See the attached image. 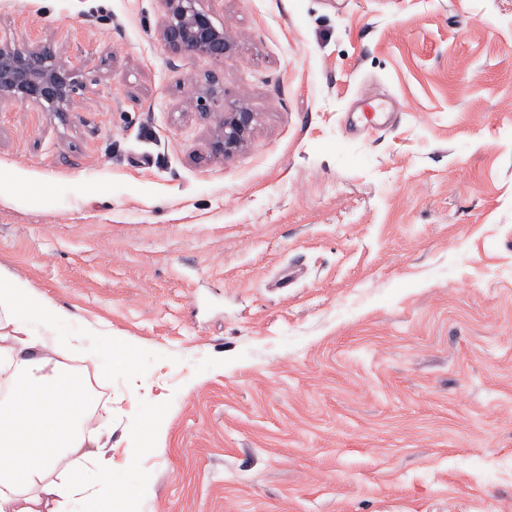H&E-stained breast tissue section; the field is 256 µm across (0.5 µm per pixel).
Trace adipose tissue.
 Instances as JSON below:
<instances>
[{
    "label": "adipose tissue",
    "mask_w": 512,
    "mask_h": 512,
    "mask_svg": "<svg viewBox=\"0 0 512 512\" xmlns=\"http://www.w3.org/2000/svg\"><path fill=\"white\" fill-rule=\"evenodd\" d=\"M0 319L9 331L0 337V374L12 387L10 399L0 405V512H44V496L55 498L58 512L83 503L86 512H99L100 488L123 482L112 465L98 459V489L73 481L59 461L66 456L89 458L96 442L90 432L95 395L77 388L76 377L55 360L37 328L87 348L108 368L132 369L137 350L125 339L113 338L107 347L89 344L76 328L71 313L28 283L0 272Z\"/></svg>",
    "instance_id": "obj_1"
}]
</instances>
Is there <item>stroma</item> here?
Segmentation results:
<instances>
[{"label": "stroma", "mask_w": 512, "mask_h": 512, "mask_svg": "<svg viewBox=\"0 0 512 512\" xmlns=\"http://www.w3.org/2000/svg\"><path fill=\"white\" fill-rule=\"evenodd\" d=\"M203 6L220 64L161 0H0L84 82L0 106V271L138 348L53 345L127 512H512V0ZM212 82L258 115L224 159ZM164 17L161 38L173 51L203 55L223 63L233 50L223 25L213 21L212 14L202 7L203 0H162ZM107 338L108 345L105 349L96 344L89 346L87 350L90 355L110 369H132L137 360L136 348L123 338Z\"/></svg>", "instance_id": "stroma-1"}]
</instances>
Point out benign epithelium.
Wrapping results in <instances>:
<instances>
[{"label": "benign epithelium", "mask_w": 512, "mask_h": 512, "mask_svg": "<svg viewBox=\"0 0 512 512\" xmlns=\"http://www.w3.org/2000/svg\"><path fill=\"white\" fill-rule=\"evenodd\" d=\"M161 38L173 51L203 55L222 63L233 50L224 26L213 21L203 0H163ZM81 84L80 71L50 46L19 49L0 39V105L20 104L64 115ZM198 109L217 117L212 151L226 157L249 140L256 113L224 102V89L211 82L194 96Z\"/></svg>", "instance_id": "1"}]
</instances>
